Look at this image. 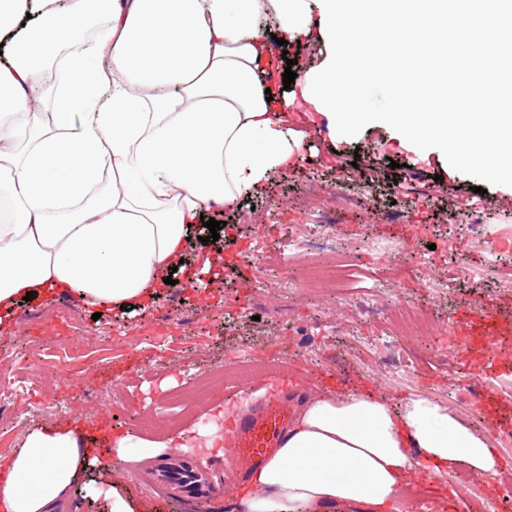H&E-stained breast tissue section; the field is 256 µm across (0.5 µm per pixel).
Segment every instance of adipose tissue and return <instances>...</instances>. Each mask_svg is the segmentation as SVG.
<instances>
[{"label": "adipose tissue", "instance_id": "adipose-tissue-1", "mask_svg": "<svg viewBox=\"0 0 512 512\" xmlns=\"http://www.w3.org/2000/svg\"><path fill=\"white\" fill-rule=\"evenodd\" d=\"M320 18L314 0H0V314L39 288L120 307L162 287L201 214L300 155L260 61L268 25L298 38ZM86 441L70 424L27 431L0 466V512H52L80 483ZM502 465L431 397L312 392L240 503L403 512L410 480Z\"/></svg>", "mask_w": 512, "mask_h": 512}]
</instances>
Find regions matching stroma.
<instances>
[{"label":"stroma","instance_id":"obj_1","mask_svg":"<svg viewBox=\"0 0 512 512\" xmlns=\"http://www.w3.org/2000/svg\"><path fill=\"white\" fill-rule=\"evenodd\" d=\"M286 49L298 75L289 89L295 98L289 126L305 146L303 157L261 192L225 208L218 241L190 239L174 284L121 310L98 312L74 296L42 292L9 314L0 359L63 346L91 353L94 364L50 391L39 373H24L28 404L0 400V463L27 430L64 421L81 425L96 449L102 433L94 423L101 418L110 432L149 440L206 430L214 404L253 397L260 376L225 377L200 393L195 412L176 398L233 354L247 365L301 374L318 391L332 376L340 390L364 386L393 400L433 397L512 459V371L484 373L472 395L457 367L468 353L481 364L512 358V252L487 247L512 228V186L475 193L477 179L448 168L438 149L419 150L386 127L339 135L300 98V76L330 59L328 36L315 29ZM345 177L373 179L368 205L331 206ZM304 239L312 248H289V241ZM337 253L346 264L343 276L311 287L308 266ZM208 256L219 264L188 284V273ZM395 304L428 316L427 330L395 340L384 320ZM463 312L489 313L501 323L494 349L472 348L455 325ZM155 464L135 458L114 476L125 495L151 512H241L221 494L203 505L157 494L139 481Z\"/></svg>","mask_w":512,"mask_h":512}]
</instances>
